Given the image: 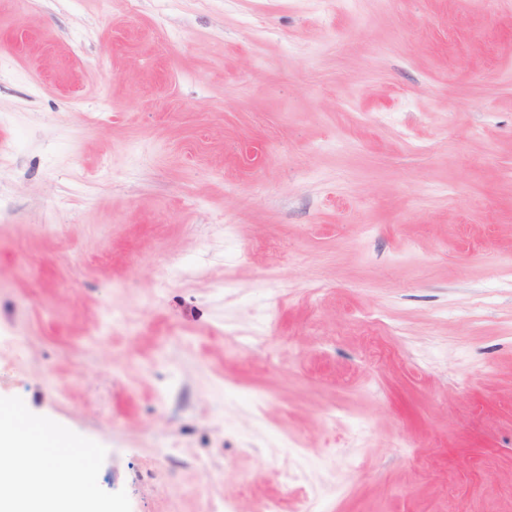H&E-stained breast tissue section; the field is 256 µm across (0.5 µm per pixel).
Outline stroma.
<instances>
[{
    "label": "stroma",
    "mask_w": 512,
    "mask_h": 512,
    "mask_svg": "<svg viewBox=\"0 0 512 512\" xmlns=\"http://www.w3.org/2000/svg\"><path fill=\"white\" fill-rule=\"evenodd\" d=\"M12 396L131 512H512V0H0Z\"/></svg>",
    "instance_id": "1"
}]
</instances>
